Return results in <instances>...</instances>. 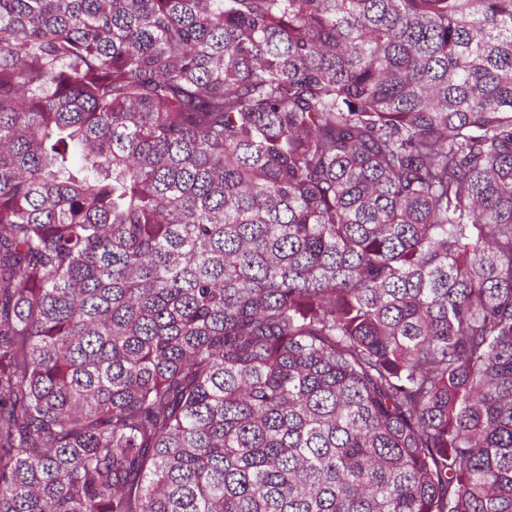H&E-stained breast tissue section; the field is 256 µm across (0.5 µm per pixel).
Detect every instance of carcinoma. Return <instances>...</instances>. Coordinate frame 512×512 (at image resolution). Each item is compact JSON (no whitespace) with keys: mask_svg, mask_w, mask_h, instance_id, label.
<instances>
[{"mask_svg":"<svg viewBox=\"0 0 512 512\" xmlns=\"http://www.w3.org/2000/svg\"><path fill=\"white\" fill-rule=\"evenodd\" d=\"M0 512H512V0H0Z\"/></svg>","mask_w":512,"mask_h":512,"instance_id":"cac0c4a2","label":"carcinoma"}]
</instances>
